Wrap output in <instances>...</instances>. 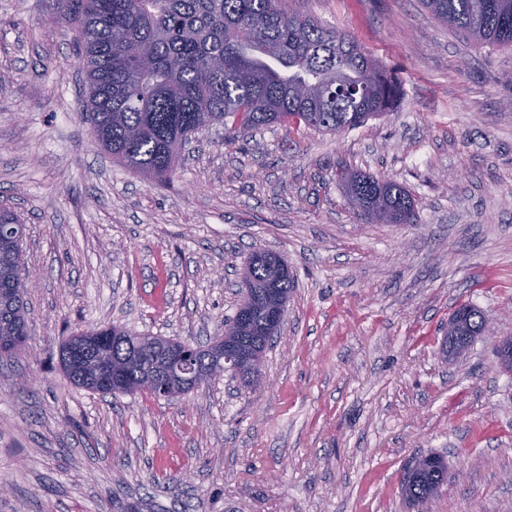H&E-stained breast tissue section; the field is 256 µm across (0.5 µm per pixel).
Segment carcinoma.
I'll return each mask as SVG.
<instances>
[{
  "label": "carcinoma",
  "mask_w": 512,
  "mask_h": 512,
  "mask_svg": "<svg viewBox=\"0 0 512 512\" xmlns=\"http://www.w3.org/2000/svg\"><path fill=\"white\" fill-rule=\"evenodd\" d=\"M279 0H58L59 15L75 33L86 76L85 116L100 146L132 173L160 183L170 180L180 152L199 131L231 124L245 133L276 124L342 132L394 110L400 84L350 34L322 26L314 17L283 13ZM442 24L478 45L512 48V0H422ZM353 203L373 220L411 224L416 203L400 185L349 174ZM24 271L23 237L0 235V289ZM248 286L272 288L288 299L291 274L268 257L249 256ZM26 292L0 297V356L25 346ZM463 331L481 335L483 313L460 307ZM250 314L253 330L237 341L258 357L269 343L266 316L244 293L236 315ZM151 356L145 337L120 326L69 337L61 362L69 382L102 394L146 393L129 356ZM103 357L127 383L103 385L90 366ZM448 480L439 458L402 482L406 498L419 505Z\"/></svg>",
  "instance_id": "1"
}]
</instances>
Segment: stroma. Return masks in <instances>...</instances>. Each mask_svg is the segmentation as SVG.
<instances>
[{
  "label": "stroma",
  "mask_w": 512,
  "mask_h": 512,
  "mask_svg": "<svg viewBox=\"0 0 512 512\" xmlns=\"http://www.w3.org/2000/svg\"><path fill=\"white\" fill-rule=\"evenodd\" d=\"M355 35L399 79L387 115L339 134L217 125L170 182L133 175L83 118L56 0H0V207L26 226L29 353L0 358V512H512V49L475 47L420 0H280ZM402 185L411 224L368 223L339 171ZM254 245L296 278L261 375L187 395L70 384L62 342L103 325L205 345ZM494 326L444 360L455 308ZM426 457H428V460L423 471L409 481H405L403 477L401 485L406 498L415 505H419L430 497L436 496L440 488L448 480V468L443 461L438 457L434 460L432 457L435 456ZM434 498H430L426 504L420 505L418 511L432 512Z\"/></svg>",
  "instance_id": "35a3bbf8"
}]
</instances>
